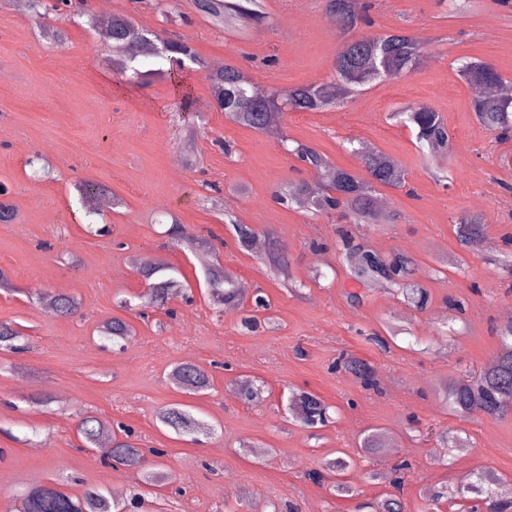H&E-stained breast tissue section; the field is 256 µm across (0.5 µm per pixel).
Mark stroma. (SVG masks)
I'll return each mask as SVG.
<instances>
[{"instance_id": "35a3bbf8", "label": "stroma", "mask_w": 512, "mask_h": 512, "mask_svg": "<svg viewBox=\"0 0 512 512\" xmlns=\"http://www.w3.org/2000/svg\"><path fill=\"white\" fill-rule=\"evenodd\" d=\"M45 2L53 10L42 24L14 0H0V182L16 212L12 223H0V270L11 282L0 287V323L19 330L26 345L0 350V512H15L19 495L50 481L76 497L123 484L141 493L140 512H273L284 504L295 512H368L395 495L403 512H469L458 497L431 505L426 488L455 487L479 467L512 485V414L460 417L437 394L448 377L478 371L496 355L495 328L512 307V284L486 262L512 236V139L497 140L476 120L471 87L454 69L458 59H478L512 82V10L497 0L459 13L451 0H374L373 33L408 31L420 41L419 65L367 85L347 104L284 115L280 139L205 108L209 88L200 72L138 83L114 69L110 42L86 24L100 0H71L59 11L56 0ZM110 9L147 22L151 33L180 35L205 61L245 68L260 87L329 81L341 45L319 0H265L267 20L244 36L213 27L189 0H176L166 15L152 0H111ZM47 24L64 32V45L49 41ZM270 57L275 65H267ZM180 87L202 111L175 108ZM409 102L441 112L451 160L421 158L410 130L391 119ZM353 140L375 145L406 174L404 188L380 191L390 221L356 225L276 201L284 185L315 178L291 155L296 144L359 174ZM35 153L49 177H32L26 162ZM80 183L106 185L121 199L97 217L109 233H89ZM228 213L256 231L263 250L240 243L224 221ZM463 213L490 218L494 246L464 255L462 269H441L442 259L462 255L453 221ZM174 223L201 249H216L235 281L263 289L270 310L253 311L248 302L217 310L195 252L167 235ZM341 230L374 251L408 253L429 293L427 309L350 279L336 246ZM316 241L322 250L313 249ZM272 250L304 282L301 294L272 275ZM150 258L179 269L192 302L148 303L137 265ZM41 289L77 297L79 314L44 310ZM350 291L363 295L362 305L348 302ZM451 298L463 303V315L448 307ZM251 312L263 322L254 333L240 328ZM113 318L135 332L121 351L99 337L100 324ZM389 325L400 333L383 349L372 337ZM344 355L373 369L377 389L338 367ZM181 362L208 372L211 388L177 392L167 374ZM246 378L262 386L261 402L239 397ZM296 390L330 406L327 426L295 420L289 399ZM177 401L213 424L211 434L194 442L163 428L158 412ZM90 415L130 427L149 451L146 466H159L169 480L144 485L140 469L86 447L80 427ZM370 428L386 433L393 452L360 453ZM441 431L459 435L462 445L443 447ZM154 448L164 457L151 456ZM340 451L351 459L343 478L354 493L345 497L307 477ZM404 460L410 468L398 492L389 473Z\"/></svg>"}]
</instances>
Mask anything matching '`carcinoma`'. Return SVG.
<instances>
[{
	"mask_svg": "<svg viewBox=\"0 0 512 512\" xmlns=\"http://www.w3.org/2000/svg\"><path fill=\"white\" fill-rule=\"evenodd\" d=\"M324 15L341 37L336 54V77L330 82L293 86L288 89L260 88L242 68L226 65L211 70L191 44L172 35L161 38L140 30L130 18L112 16L109 38L112 46V66L122 72L133 71L137 76H173L188 68H196L204 75L211 99L209 105L224 112L231 122L260 132L282 130L281 120L289 112H316L340 105L357 97L371 82L399 77L411 72L419 64L420 48L417 41L404 31L373 35L362 32L372 26V0H321ZM192 10L215 26L234 24L260 25L265 22L262 0H190ZM458 76L470 85H496L503 76L489 63L469 61L456 69ZM472 109L478 122L496 134L500 140L512 138V99L478 97ZM392 117L415 133L416 147L428 158H449L452 142L442 115L420 104H408L392 113ZM351 152L363 161L368 178L331 165L326 155L307 144L299 143L291 151L298 161L313 171L330 169L334 172L321 188L314 191L301 180L284 191L285 198L300 209L320 213L335 212L342 219L359 224L370 217L378 203L380 187L399 189L405 186V172L396 162L376 146L357 142ZM457 240L467 251L478 249L487 224L475 214H462L455 220ZM336 247L346 257H352L350 277L359 282L379 280L404 295L417 310L428 306V295L412 279L413 259L401 252L381 254L354 242L347 234L339 237ZM205 280L212 296L221 306H239L243 297L233 282L224 277L218 261L202 262ZM139 273L149 281L152 303L162 305L173 296L184 292L178 279L179 271L163 262H145ZM52 310L69 317L80 311V302L73 296L57 294ZM102 340L124 348L133 336L131 326L124 320L112 319L99 326ZM499 349L496 356L476 377H452L440 385L448 409L459 416L482 414L492 418L505 415L512 405V321H504L496 328ZM23 336L7 324H0V343L12 352L24 350ZM343 367L354 372L363 387L372 389L377 382L372 370L361 361L346 357ZM168 380L183 394L196 395L211 386L208 373L189 363L173 365ZM298 410L296 418L315 428L328 419V406L316 395L299 390L291 395ZM160 425L178 436H198L211 431L210 425L195 417L182 403H172L157 415ZM124 433L119 438L107 424L88 416L81 424V434L89 447H94L106 435L112 439L111 460L139 467L144 460L142 449L132 440V430L118 425ZM383 447V434L378 429L366 433L360 448L374 452ZM496 478L489 472H473L457 487L460 497L474 494L481 497L486 512H512V499L499 496L494 489ZM141 496L133 491L128 497L115 500L98 489H91L81 498H75L54 485H38L19 497L17 512H125L139 508Z\"/></svg>",
	"mask_w": 512,
	"mask_h": 512,
	"instance_id": "1",
	"label": "carcinoma"
}]
</instances>
